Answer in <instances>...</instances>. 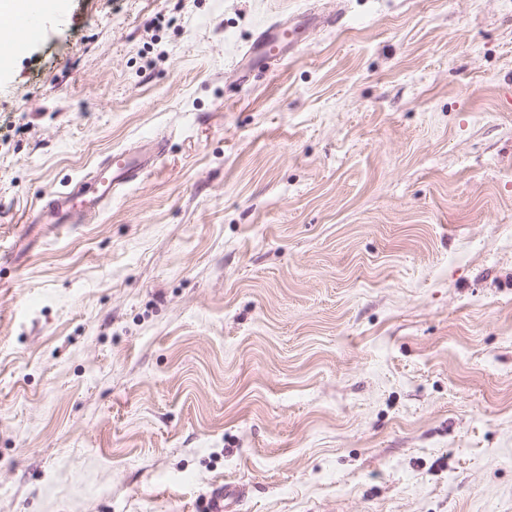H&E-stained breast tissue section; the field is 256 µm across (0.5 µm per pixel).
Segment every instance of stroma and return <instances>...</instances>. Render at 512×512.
I'll return each mask as SVG.
<instances>
[{
  "label": "stroma",
  "instance_id": "1",
  "mask_svg": "<svg viewBox=\"0 0 512 512\" xmlns=\"http://www.w3.org/2000/svg\"><path fill=\"white\" fill-rule=\"evenodd\" d=\"M56 9L0 65V512H512V0ZM302 20H277L260 27L249 48L244 53V62L238 66L239 79L249 82L256 68H265L284 60L301 47L305 28L314 23L307 15ZM165 151L164 136L158 134L139 140L134 147L111 152L88 177L67 181L62 188L40 198L28 223L84 224L153 167Z\"/></svg>",
  "mask_w": 512,
  "mask_h": 512
}]
</instances>
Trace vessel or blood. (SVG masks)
<instances>
[{
	"label": "vessel or blood",
	"instance_id": "vessel-or-blood-1",
	"mask_svg": "<svg viewBox=\"0 0 512 512\" xmlns=\"http://www.w3.org/2000/svg\"><path fill=\"white\" fill-rule=\"evenodd\" d=\"M55 8L50 0H30L27 9L11 14L9 21L18 31L43 36ZM311 17L277 20L260 27L238 67L241 82H249L255 69L284 60L301 47ZM166 141L155 135L139 140L133 147L106 155L84 178L67 181L62 188L40 198L29 218L33 224H81L102 212L119 193L134 184L164 155Z\"/></svg>",
	"mask_w": 512,
	"mask_h": 512
}]
</instances>
